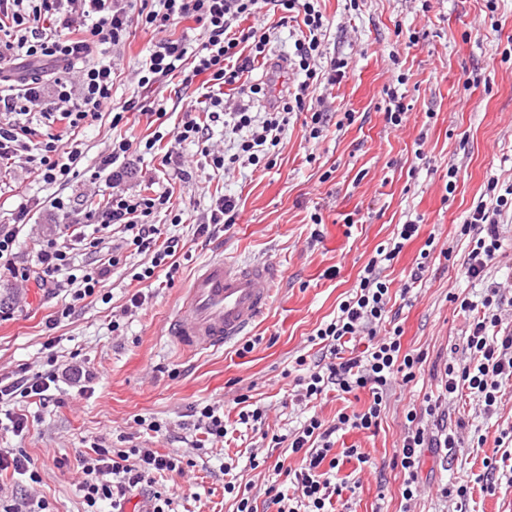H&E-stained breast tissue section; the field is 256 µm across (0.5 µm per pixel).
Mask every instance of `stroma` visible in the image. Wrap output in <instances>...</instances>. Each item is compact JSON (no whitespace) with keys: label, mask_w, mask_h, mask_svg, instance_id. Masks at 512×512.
Returning a JSON list of instances; mask_svg holds the SVG:
<instances>
[{"label":"stroma","mask_w":512,"mask_h":512,"mask_svg":"<svg viewBox=\"0 0 512 512\" xmlns=\"http://www.w3.org/2000/svg\"><path fill=\"white\" fill-rule=\"evenodd\" d=\"M489 11L486 0H324L329 22L322 41L325 59L346 62L341 82L317 86L316 109L332 118L320 138L308 139L302 119H291L272 154L269 166L238 162L211 182H184L178 169L192 170L195 146L181 149L178 165L162 166L160 158L132 156L130 190L151 193L172 190L174 205L193 215V222L172 225L158 214L164 233L179 236L183 254L173 281L158 279L151 288L133 281L135 268L149 263L145 254L129 255L113 268L100 295L78 303L74 313L56 328L48 323L59 307L56 298L37 288H20L0 268V377L22 370L35 373L60 367L90 370L86 391L61 382L47 407L27 406L13 398L11 408L28 410L23 435L0 429V448L23 450L40 469L41 481L22 486L10 474L0 475V493L29 500H47L52 512H83L76 490V461L93 444L116 446L118 434L134 445L150 442L162 452L187 451L195 438L190 413L206 403L222 404L237 416L235 400L246 394L266 411L259 429H240L224 450H217L167 476L178 512H233L224 496V462H234L239 483L246 486L258 512L266 510L270 485L288 490L285 476L276 474L277 461L299 468L302 457L286 448L270 449L272 436L298 428L311 414L333 422L342 410H361L366 392H329L313 407L290 398L289 372L297 356L316 354L310 338L332 318L337 305L354 287L361 267L376 249L389 242L398 224L421 218L417 238L403 247L385 270L391 282V306L403 330L404 349L420 353L424 362L416 379L395 383L386 400L376 432L338 433L334 454L354 446L370 462L347 460L340 476L357 473L355 491L336 501L337 512H402L403 475L394 467L405 426V414L435 393L445 362L467 363L466 320L451 295L479 294L484 284L500 283L512 297V214L502 226L503 249L483 281L464 278L461 265L469 251L459 226L479 202L490 178L512 180V61L495 58L496 48L512 41V0H497ZM279 14L245 19L257 29L278 26L267 61L255 63L249 81L267 84L270 95L297 85L302 74L283 68L300 36L297 23L280 26ZM151 34L134 31L118 60L119 75L112 103L123 105L138 92L131 74L150 46ZM489 84H481V77ZM401 96L407 108L401 125L388 123L389 92ZM354 113L353 123L343 120ZM111 114L82 135L89 165L109 151L113 132L140 139L148 135L147 118L128 113L119 127ZM454 192H447L448 181ZM34 167L17 161L0 169V222L7 221L21 194L52 197ZM236 199L234 225L211 238L197 236L213 197ZM322 224H313L312 215ZM435 235L429 269L412 282L415 258L428 235ZM248 261L270 260L282 270L274 300L257 322V343L245 355L236 346L186 355L163 334V325L177 309L183 289L198 266L215 254ZM144 291L146 300L133 314H124L128 299ZM121 331H113L112 319ZM53 348H45L47 339ZM449 424L471 423L455 448H426L421 455V495L413 512H453L443 489L468 481L483 470L502 433H512V383L503 388L497 412L484 416L472 397L451 399ZM146 416L166 423L164 435L147 438L135 424ZM267 462L251 468L250 453Z\"/></svg>","instance_id":"obj_1"}]
</instances>
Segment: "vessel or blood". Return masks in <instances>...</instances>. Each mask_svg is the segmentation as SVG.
I'll use <instances>...</instances> for the list:
<instances>
[{"instance_id": "vessel-or-blood-1", "label": "vessel or blood", "mask_w": 512, "mask_h": 512, "mask_svg": "<svg viewBox=\"0 0 512 512\" xmlns=\"http://www.w3.org/2000/svg\"><path fill=\"white\" fill-rule=\"evenodd\" d=\"M281 276L273 262L210 259L192 278L163 333L183 353L228 346L266 312Z\"/></svg>"}]
</instances>
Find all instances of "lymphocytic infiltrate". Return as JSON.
<instances>
[{
    "label": "lymphocytic infiltrate",
    "instance_id": "lymphocytic-infiltrate-1",
    "mask_svg": "<svg viewBox=\"0 0 512 512\" xmlns=\"http://www.w3.org/2000/svg\"><path fill=\"white\" fill-rule=\"evenodd\" d=\"M269 6L302 19L307 33L294 41V65L304 72L305 79L294 90L280 94L260 118L245 105L225 100L224 88L238 83L256 59L266 57L270 33L240 29L239 22L259 16ZM189 17L200 26L197 38L174 36L173 28ZM327 25L320 0H0V165L22 157L39 171L45 184L61 189L86 174L91 181H105L111 189L105 207L77 213L61 192L46 203L23 197L9 221L0 225V266L14 278L51 289L60 299L57 316L61 319L73 313L77 302L96 295L112 269L121 264L116 253L84 266L75 263V250L96 249L109 235L123 234L127 245L149 255V264L134 275L138 282L151 281L161 267L177 272L175 257L183 245L177 237L164 236L155 216L167 211L172 223L179 224L183 215L173 212L169 191L148 195L125 189L130 155L154 154L157 143L167 138L172 146L162 163L168 166L176 161L175 146L187 142L197 148V172L210 180L240 158L254 166L268 159L294 113H309V136L319 138L327 115L314 109L309 90L323 83L335 84L344 74L343 63H322L320 47ZM138 27L156 37L136 72L142 93L116 108L112 105L116 78L112 54L126 45ZM175 78L185 87L200 83L205 114H198L195 101H187L171 135L157 131L140 141L114 138L110 152L96 166H89L80 131L106 112L116 125L129 112L165 116L163 101L147 99L145 93ZM217 123L235 135L234 154L215 149L211 128ZM44 204L65 223L56 235L40 241L33 266L17 267L13 257L20 238L33 210ZM511 211L512 181L490 179L482 199L460 226L461 236L470 244L463 262L468 278L482 279L495 259L502 247L500 226ZM419 233L417 221L398 225L392 243L378 248L361 268L355 288L339 302L335 316L317 327L318 356L296 358V402L308 404L331 391H364L369 401L362 410L339 412L334 423H325L314 414L288 436H272L273 445H287L290 452L302 457L300 468L284 471L293 495L276 493L268 499L275 512H335L333 502L348 482L338 475L340 458L331 455L333 435L347 429L376 431L393 383L416 378L422 356L403 351L400 328L385 335L380 329L389 319L391 300L384 269ZM504 304L498 286L485 289L482 296L458 300L468 320L470 360L461 366L446 364L437 396L426 398L423 407L406 414L402 446L394 459L403 474L406 502H414L420 495L422 449L456 447L458 430L467 426L460 419L455 430H448L449 398L469 394L489 415L501 402L504 383L512 382V319L505 317ZM359 338L365 339V349L348 354L349 343ZM59 382L55 370L19 374L0 384V402L19 396L35 405L45 404ZM192 415L194 429L202 433L195 450L227 443L229 428L223 406L201 405L193 408ZM432 419L440 423L434 431L428 425ZM184 465L185 456L178 452L95 445L78 461L82 474L78 491L85 512H101L105 504L112 512H124L135 492L142 494L145 512H175L164 479L183 473Z\"/></svg>",
    "mask_w": 512,
    "mask_h": 512
}]
</instances>
